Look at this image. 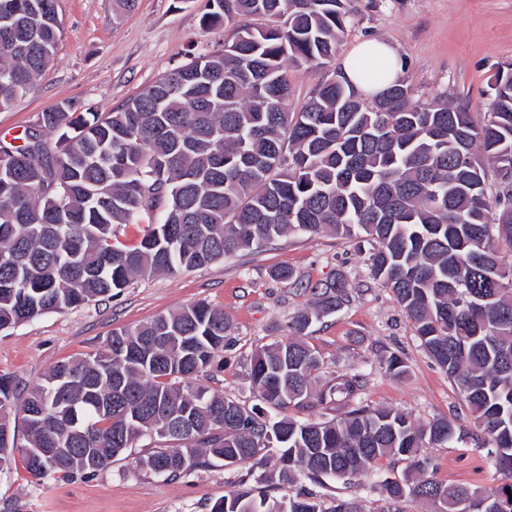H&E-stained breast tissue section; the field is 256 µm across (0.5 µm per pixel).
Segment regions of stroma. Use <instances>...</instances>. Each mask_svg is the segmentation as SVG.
<instances>
[{"instance_id":"35a3bbf8","label":"stroma","mask_w":512,"mask_h":512,"mask_svg":"<svg viewBox=\"0 0 512 512\" xmlns=\"http://www.w3.org/2000/svg\"><path fill=\"white\" fill-rule=\"evenodd\" d=\"M352 6L337 58L365 39L386 40L403 59V76L418 96L446 95L484 117L495 73L512 65V0H353ZM204 11L205 0H138L134 12L119 16L113 0H59L62 35L56 55L26 95L0 111V137L21 134L39 113L64 101L111 112L184 63L192 49L213 48L230 36V28H206ZM367 251V243L356 238L290 233L221 262L141 278L112 299L1 332L0 373L33 385L59 361L98 349L112 331L203 301L228 316L233 345L199 382L251 406L247 363L253 350L284 339L289 318L310 301V285L342 275L352 301L313 323L307 336L323 359L322 378L368 374L363 404L400 409L423 424L458 415L468 438L432 449L433 478L498 484L488 436L471 420L454 382L421 349L392 292L372 278ZM281 265L293 268L297 282L271 278V270ZM383 348L405 360L407 377L397 379L380 368ZM158 445L157 439L141 438L107 468L64 478L37 479L13 466L0 474V512H210L236 481L260 473L249 462L230 467L217 462L173 479L158 477L139 466L140 457ZM406 469V462L385 459L360 484L328 479L311 490L325 500L355 496L365 512H380L381 481Z\"/></svg>"}]
</instances>
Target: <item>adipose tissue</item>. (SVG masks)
<instances>
[{
  "mask_svg": "<svg viewBox=\"0 0 512 512\" xmlns=\"http://www.w3.org/2000/svg\"><path fill=\"white\" fill-rule=\"evenodd\" d=\"M341 70L361 94L370 98L401 78L403 62L391 44L371 38L354 47L343 59Z\"/></svg>",
  "mask_w": 512,
  "mask_h": 512,
  "instance_id": "ef3b65f1",
  "label": "adipose tissue"
}]
</instances>
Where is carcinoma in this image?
Here are the masks:
<instances>
[{"label": "carcinoma", "mask_w": 512, "mask_h": 512, "mask_svg": "<svg viewBox=\"0 0 512 512\" xmlns=\"http://www.w3.org/2000/svg\"><path fill=\"white\" fill-rule=\"evenodd\" d=\"M47 0H0V110L54 59L60 28ZM351 0H207L203 22L252 23L103 116L63 102L0 141V332L47 313L118 295L138 277L220 262L295 232L363 236L374 279L392 291L421 346L457 384L488 454L510 482L490 488L430 478L426 448L463 443L458 417L424 425L395 409L351 407L300 421L289 407L350 403L368 376L319 378L313 322L351 302L345 279L309 288L287 338L256 349L248 407L196 384L230 345L224 310L198 302L112 333L94 353L57 363L33 386L0 385V474L93 473L144 436L173 441L140 459L167 478L251 461L211 512H363L356 497L325 502L302 479L352 481L383 458L409 461L381 482L383 512L420 500L431 512L487 490L512 499V70L490 84L487 119L397 81L367 101L340 72L291 108L287 65L330 69ZM59 134L55 144L48 136ZM499 191L490 198L489 173ZM145 226L138 242L119 238ZM380 368L408 373L394 352ZM21 415L19 443L11 415ZM28 448H58L36 460ZM293 491L269 493V481Z\"/></svg>", "instance_id": "obj_1"}]
</instances>
